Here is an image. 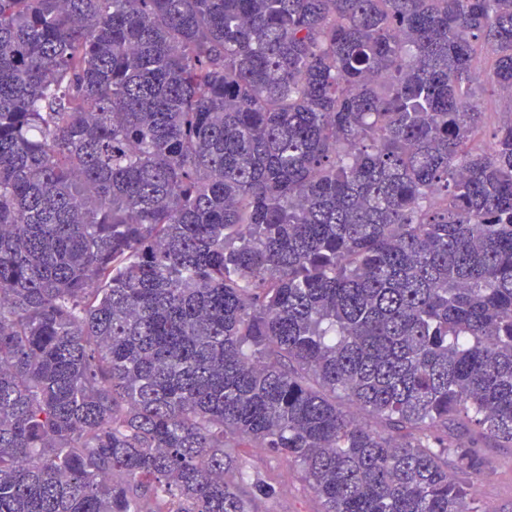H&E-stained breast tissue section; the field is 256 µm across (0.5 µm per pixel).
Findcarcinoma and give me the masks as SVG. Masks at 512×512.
<instances>
[{"instance_id": "carcinoma-1", "label": "carcinoma", "mask_w": 512, "mask_h": 512, "mask_svg": "<svg viewBox=\"0 0 512 512\" xmlns=\"http://www.w3.org/2000/svg\"><path fill=\"white\" fill-rule=\"evenodd\" d=\"M512 0H0V512H482L512 448ZM487 464L483 472L465 478L476 505L494 512H512V448H485ZM251 454L247 459L253 467L288 487V492H281L275 499L264 501L261 504L262 512H315L317 502L303 489L296 467L259 452Z\"/></svg>"}]
</instances>
